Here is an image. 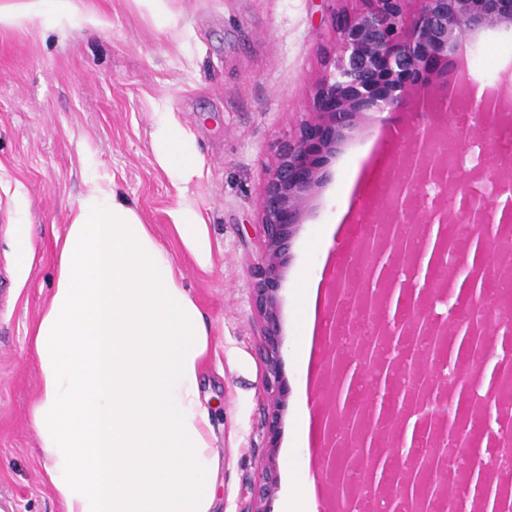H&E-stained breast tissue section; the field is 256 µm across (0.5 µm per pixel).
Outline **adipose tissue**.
Segmentation results:
<instances>
[{
    "label": "adipose tissue",
    "instance_id": "1",
    "mask_svg": "<svg viewBox=\"0 0 512 512\" xmlns=\"http://www.w3.org/2000/svg\"><path fill=\"white\" fill-rule=\"evenodd\" d=\"M107 21L81 0L0 7V27ZM159 165L178 183L198 156L171 113L154 116ZM174 228L199 269L212 265L201 213L181 201ZM56 285L31 329L39 392L28 421L59 512H212L224 462L200 371L206 317L170 253L111 182L92 179L56 236Z\"/></svg>",
    "mask_w": 512,
    "mask_h": 512
}]
</instances>
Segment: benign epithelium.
Segmentation results:
<instances>
[{
    "instance_id": "benign-epithelium-1",
    "label": "benign epithelium",
    "mask_w": 512,
    "mask_h": 512,
    "mask_svg": "<svg viewBox=\"0 0 512 512\" xmlns=\"http://www.w3.org/2000/svg\"><path fill=\"white\" fill-rule=\"evenodd\" d=\"M364 7L335 18L338 34L332 67L325 71L313 94V118L278 147L276 163L264 180L260 199L262 244L252 288V304L260 320L267 394L265 424L270 438L280 428L286 404L281 371L283 343L278 289L291 238L324 181L320 158L335 151L351 131L365 127L370 115L386 122L402 112H448L453 102L470 97L476 81L458 65L465 40L484 30L512 28V0H362ZM512 112V94L494 87L484 91L481 103L466 111L473 129L496 122L499 113ZM456 143L430 127H419L399 160L388 167L394 191L387 205L360 240L359 255L371 253L377 261L362 267L356 282L347 274L332 285L331 323L323 360V382L328 396L321 403L323 448L321 461L333 495L342 501L350 493L345 476L363 471L369 497L384 499L389 512H416L421 502L436 503L455 492L448 478L445 449L448 432L461 427L463 416L448 410L454 388L434 386L433 367L440 357L411 352L409 339L459 334L466 325L476 335L495 333L496 325L474 321L449 311L440 322L429 318L425 305L432 291L448 281H463L461 291L469 303L475 299L466 287L472 280L467 260L471 239L448 233L450 224H495L483 256L490 265L496 249L503 248L502 230L512 215L495 222V208L476 206L466 197L450 205L459 194L458 180L448 176V153ZM441 226L435 250L460 256L457 267H441L420 279L426 250L412 248L405 225ZM409 266L414 277L404 282L393 273ZM353 308L368 318L370 333L355 337L346 354L362 375H376L372 397L354 402V385L337 359L336 306ZM428 424L431 449L421 442L407 443V420L412 416ZM354 434L345 444L336 430ZM276 489L275 464L267 458L253 488V501L241 512H265L258 503Z\"/></svg>"
}]
</instances>
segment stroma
Returning a JSON list of instances; mask_svg holds the SVG:
<instances>
[{"mask_svg":"<svg viewBox=\"0 0 512 512\" xmlns=\"http://www.w3.org/2000/svg\"><path fill=\"white\" fill-rule=\"evenodd\" d=\"M84 2L107 18V29L0 28V512H57L27 420L39 390L30 330L55 286L54 236L64 232L70 205L92 175L111 180L136 208L209 323L201 393L213 412L214 445L224 454L213 512L249 505L271 453L277 488L265 509L283 512L287 493L323 477L315 461L316 409L325 392L303 384L319 361L300 367V321L313 282L317 312L325 314L335 266L356 246L350 216L339 213L345 182L354 169L366 182L385 157L400 152L416 123L441 117L405 113L393 127L371 122L328 158L327 180L292 238L278 290L288 397L271 441L251 302L258 198L278 142L310 118L314 87L336 44L334 13L355 11L358 0H164L159 15L136 0ZM463 56L482 85L512 87V29L478 33L464 43ZM158 112L172 113L195 146L201 173L188 183H174L156 160ZM184 197L207 224L210 270L194 264L173 228L172 212ZM20 199L39 230L23 274L13 255ZM302 403L311 412L304 446L295 440Z\"/></svg>","mask_w":512,"mask_h":512,"instance_id":"stroma-1","label":"stroma"}]
</instances>
